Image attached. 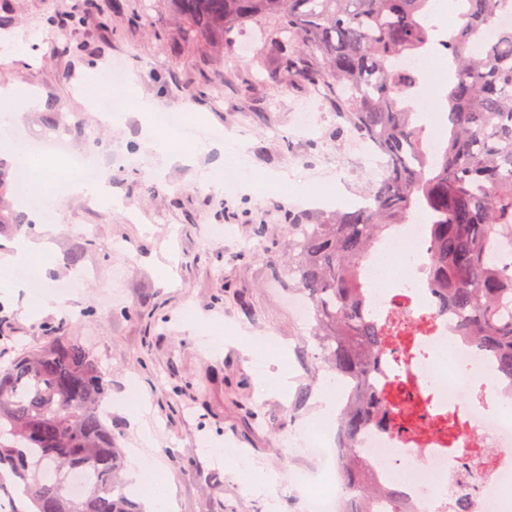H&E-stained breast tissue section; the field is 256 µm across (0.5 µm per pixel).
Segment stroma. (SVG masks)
Wrapping results in <instances>:
<instances>
[{
    "instance_id": "35a3bbf8",
    "label": "stroma",
    "mask_w": 512,
    "mask_h": 512,
    "mask_svg": "<svg viewBox=\"0 0 512 512\" xmlns=\"http://www.w3.org/2000/svg\"><path fill=\"white\" fill-rule=\"evenodd\" d=\"M52 15L63 25L47 27ZM179 31L166 0L149 11L141 0H0V85L40 96L18 119L19 144L66 131L112 189L102 201L59 192L31 267L45 285L69 281L67 307L0 290V367L68 321L112 383L118 446L140 447L150 431L177 512H305L308 483L340 476L306 446L310 422L332 411L331 373L288 304V226L348 206L382 171L356 164L357 141L337 134L323 96L266 71L276 51L259 29L238 35L239 62L177 48ZM110 68L135 106L104 124L91 99ZM158 111L191 113L224 137L193 164L165 162L144 138ZM303 113L313 124L298 134ZM228 153L248 178L215 185ZM268 336L278 348L259 350ZM276 372L287 389L268 382ZM244 461L282 484L275 505L245 488Z\"/></svg>"
}]
</instances>
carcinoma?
<instances>
[{
  "label": "carcinoma",
  "instance_id": "carcinoma-1",
  "mask_svg": "<svg viewBox=\"0 0 512 512\" xmlns=\"http://www.w3.org/2000/svg\"><path fill=\"white\" fill-rule=\"evenodd\" d=\"M183 45L202 40L234 51L253 25L279 51L288 86L332 100L339 128L385 158L367 203L289 224L288 276L308 292L313 340L328 369L346 379L338 468L351 480L342 512H371L387 498L408 512L396 485L376 481L354 448L370 424L394 412L368 378L398 326L370 316L360 269L372 248L410 216L427 219V284L437 310L459 319V335L494 361L512 388V0H456L459 23L445 57L448 138L431 152L412 105L414 79L400 61L433 41L432 0H168ZM490 31L482 47L476 37ZM111 383L98 358L62 322L57 335L0 368V489L22 488L13 512H137L117 481L122 457L100 407ZM91 476L74 495L64 477Z\"/></svg>",
  "mask_w": 512,
  "mask_h": 512
}]
</instances>
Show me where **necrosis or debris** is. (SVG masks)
Masks as SVG:
<instances>
[{
    "label": "necrosis or debris",
    "mask_w": 512,
    "mask_h": 512,
    "mask_svg": "<svg viewBox=\"0 0 512 512\" xmlns=\"http://www.w3.org/2000/svg\"><path fill=\"white\" fill-rule=\"evenodd\" d=\"M441 55L434 48L403 63L417 78L413 96L432 151L445 137L430 115L446 80L435 67ZM427 238L426 224L412 220L380 242L361 269L371 311L401 326L371 382L395 412L412 408L416 415L408 427H367L355 446L380 481L407 488L411 512H450L451 488L463 477L471 512H512V411L498 402L492 360L457 338L454 317L434 306L423 273ZM478 445L490 456L477 458Z\"/></svg>",
    "instance_id": "obj_1"
}]
</instances>
